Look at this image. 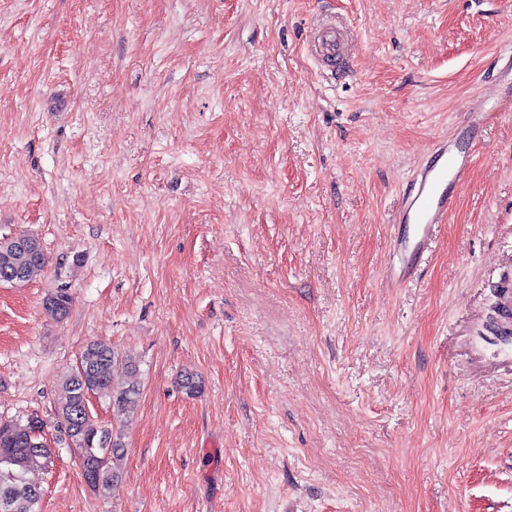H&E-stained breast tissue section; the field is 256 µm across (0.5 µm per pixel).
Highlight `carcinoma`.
<instances>
[{
    "label": "carcinoma",
    "instance_id": "obj_1",
    "mask_svg": "<svg viewBox=\"0 0 512 512\" xmlns=\"http://www.w3.org/2000/svg\"><path fill=\"white\" fill-rule=\"evenodd\" d=\"M47 257L39 239L22 235L0 240V277L6 271L20 276L15 284L29 281L42 271ZM72 297L64 288L47 300L57 314L68 313ZM123 369L131 379L122 390L112 388V375ZM139 367L131 357L120 358L101 341L83 348L77 365L62 384L63 401L59 408L64 431L74 446L87 483L95 490L112 491L120 473L111 461L122 457L125 445L119 432L101 427L85 408L88 395L109 400L112 413L120 417L133 411L139 402ZM44 423L32 418L25 424L0 421V512H40V491L26 481L34 468L51 464V448L43 440Z\"/></svg>",
    "mask_w": 512,
    "mask_h": 512
}]
</instances>
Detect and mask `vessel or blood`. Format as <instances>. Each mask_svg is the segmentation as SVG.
I'll return each mask as SVG.
<instances>
[{
	"mask_svg": "<svg viewBox=\"0 0 512 512\" xmlns=\"http://www.w3.org/2000/svg\"><path fill=\"white\" fill-rule=\"evenodd\" d=\"M340 45L341 36L335 25L322 26L314 38V55L320 60H335ZM462 121V135L433 147L432 163L413 173L410 188L402 198L396 222L415 225L416 234L411 238L398 236L394 243L400 257L398 267L390 273L395 284L407 282L417 272L424 254L432 248L439 228L447 223L461 190L469 182L476 124L468 113Z\"/></svg>",
	"mask_w": 512,
	"mask_h": 512,
	"instance_id": "vessel-or-blood-1",
	"label": "vessel or blood"
}]
</instances>
